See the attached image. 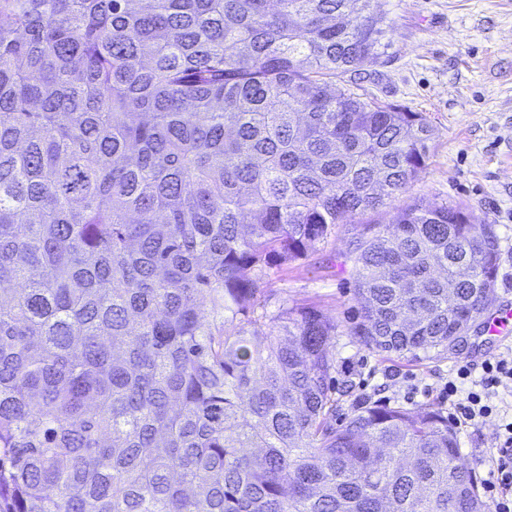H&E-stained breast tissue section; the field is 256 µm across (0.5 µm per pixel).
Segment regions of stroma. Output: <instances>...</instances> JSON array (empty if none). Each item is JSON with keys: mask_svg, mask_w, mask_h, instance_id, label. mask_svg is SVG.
Masks as SVG:
<instances>
[{"mask_svg": "<svg viewBox=\"0 0 512 512\" xmlns=\"http://www.w3.org/2000/svg\"><path fill=\"white\" fill-rule=\"evenodd\" d=\"M387 29L374 55L337 80L340 89L375 95L422 113L435 129L426 169L408 197L463 207L477 224L491 225L498 248L494 293L512 282V0H372ZM350 235L337 229L308 259L272 274L269 305L295 300L347 323L360 302L347 258ZM339 416L372 398L409 409L447 408L443 388L463 361L499 354L472 325L448 351L420 361L367 349L337 336ZM512 403H498L484 422L456 428L462 460L487 481L497 454L498 426Z\"/></svg>", "mask_w": 512, "mask_h": 512, "instance_id": "stroma-1", "label": "stroma"}]
</instances>
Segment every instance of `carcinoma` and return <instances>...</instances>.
<instances>
[{"instance_id":"carcinoma-1","label":"carcinoma","mask_w":512,"mask_h":512,"mask_svg":"<svg viewBox=\"0 0 512 512\" xmlns=\"http://www.w3.org/2000/svg\"><path fill=\"white\" fill-rule=\"evenodd\" d=\"M371 0H0V512H489L448 416L336 424L322 310L258 303L339 226L347 334L412 361L493 292L460 206L404 203L419 112L336 78Z\"/></svg>"}]
</instances>
